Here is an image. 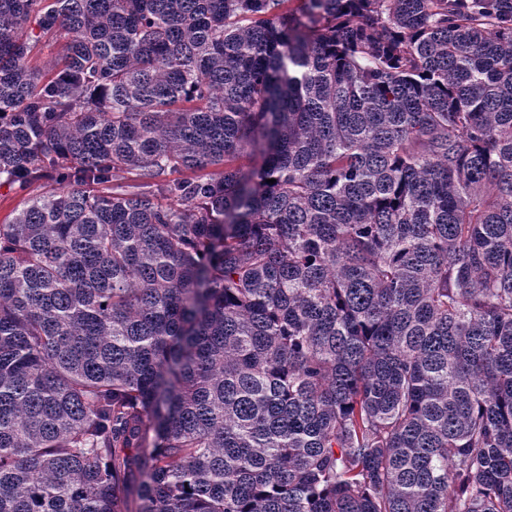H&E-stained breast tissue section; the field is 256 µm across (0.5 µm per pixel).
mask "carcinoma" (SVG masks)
<instances>
[{"label": "carcinoma", "mask_w": 512, "mask_h": 512, "mask_svg": "<svg viewBox=\"0 0 512 512\" xmlns=\"http://www.w3.org/2000/svg\"><path fill=\"white\" fill-rule=\"evenodd\" d=\"M290 2L0 0V512H512V0ZM63 42L52 38H43L29 56V63L41 71H49L62 52ZM25 198V194L0 186V224L12 219L15 212L23 206Z\"/></svg>", "instance_id": "1"}]
</instances>
